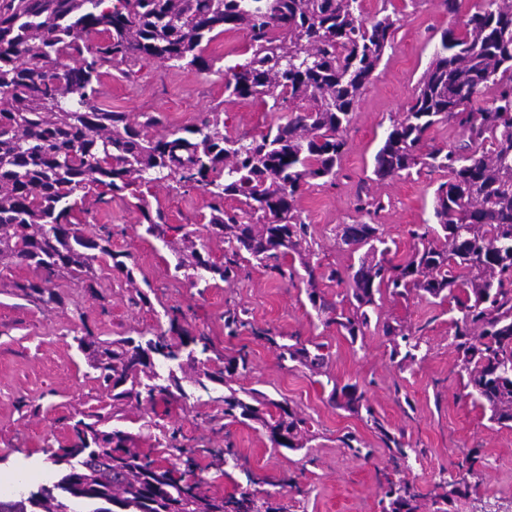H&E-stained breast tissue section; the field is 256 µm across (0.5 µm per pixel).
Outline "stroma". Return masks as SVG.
I'll use <instances>...</instances> for the list:
<instances>
[{
	"label": "stroma",
	"instance_id": "obj_1",
	"mask_svg": "<svg viewBox=\"0 0 512 512\" xmlns=\"http://www.w3.org/2000/svg\"><path fill=\"white\" fill-rule=\"evenodd\" d=\"M392 2L400 10L399 28L354 109L336 180L304 186L298 199L303 217L314 227V250L325 265L345 267L359 261L358 253L342 245L336 233L339 225L362 220L356 210L361 187L381 197L384 208L373 222L399 263L414 245L410 229L432 221L434 193L445 180L444 174L425 170L381 183L371 179L375 152L415 96L442 34L454 24L441 0ZM247 43L242 30L225 32L211 42L207 53L217 67L209 72L140 62L132 76L116 72L105 78L102 101L133 116L160 113L164 133L216 110L232 132L258 135L276 123V113L224 91L223 70L246 61ZM150 201L160 205L167 223L191 231L202 253L223 261L226 245L208 224L204 191L185 193L161 183L152 186ZM141 219L120 198L79 214L86 233L111 231L113 255L96 261L95 291L60 281L61 303L44 306L17 297L14 282L33 278V270L19 263L0 267V497L10 500L20 490L45 483L54 471L50 454L65 445L69 426L81 412L96 404L95 372L75 341L81 326L107 341L139 331L160 332L168 330V312L177 307L184 314L182 326L193 335L209 336L216 357L241 348L249 353L247 370L237 371L226 384L213 383L204 390L185 383V397L168 406V420L182 427L187 447L202 452L203 478L215 480L222 494L240 491L251 473L258 479V495L287 512H381L385 479L403 478L420 495L419 512H436L435 485L441 471L475 449L482 461L467 479L466 496L455 498L451 512H481L488 503L512 507V429L490 422L489 411L460 379L448 304L415 291L403 298L382 296L363 336L353 341L326 325L309 303L305 283L274 280L257 266H246L233 281L214 280L203 291L192 288L174 271L176 252L147 236ZM116 259L133 268L137 281L147 282L149 305L131 303L124 280L112 269ZM229 308L245 309L250 321L235 337L224 331ZM387 322L421 332L426 340L422 359L402 366L392 358V344L382 331ZM260 330L270 331L272 341L258 339ZM290 336L324 344L326 358L319 370L281 362L274 341ZM347 383L365 391L385 428L408 447L407 458L392 459L364 416L336 407L332 388ZM229 386L256 389L288 403L306 421L304 448L274 447L266 428L255 420L219 428V398ZM23 399L39 405V413L21 408ZM348 435L372 449L371 459L353 456L343 443ZM229 444L238 464L216 470L213 453ZM293 481L299 491H291Z\"/></svg>",
	"mask_w": 512,
	"mask_h": 512
}]
</instances>
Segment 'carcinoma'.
Listing matches in <instances>:
<instances>
[{"label": "carcinoma", "instance_id": "1", "mask_svg": "<svg viewBox=\"0 0 512 512\" xmlns=\"http://www.w3.org/2000/svg\"><path fill=\"white\" fill-rule=\"evenodd\" d=\"M0 0V265L15 260L35 278L14 283L21 295L44 305L58 303L56 280L67 277L92 290L98 254L130 285L133 269L116 260L111 235L84 234L74 222L88 198L107 204L130 192L145 234L162 239L172 226L137 188L171 181L210 197V224L227 239L224 263L196 248L175 271L193 280L204 270L231 281L256 262L283 282L301 279L312 307L330 315L327 324L351 340L364 334L376 296L405 297L413 291L450 300L460 377L472 388L489 420L512 429V0H482L473 13L464 0H442L455 25L424 73L417 95L393 121L374 156L375 180L412 175L416 167L448 174L435 191V226L412 232L422 241L402 262L387 258L389 247L374 224H342L337 237L356 251L359 265L345 269L312 263V225L298 207L303 186L336 180L344 132L400 18L381 7L364 16L362 0ZM242 29L249 42L245 64L227 68L224 91L251 98L282 113V121L251 138L230 131L217 111L175 132L149 135L161 123L152 112L133 121L128 113L99 103L103 78L128 74L146 59L205 72L214 60L206 44L227 30ZM448 122L463 139L448 148L427 145L429 131ZM234 200L239 207L227 209ZM444 238L435 246L427 239ZM348 289L329 301L317 280ZM245 311L224 312L234 336L247 326ZM399 363L414 362L421 338L402 326L383 324ZM78 348L90 352L99 390L112 403L83 415L70 427L59 459L72 458L37 490L0 500V512H182L191 496L200 512H276L247 489L224 497L202 481L193 448H177L180 431L154 423V447L176 449L187 467L165 469L154 451L136 446L137 436L111 425L144 405L170 404L184 394L178 368L207 367L212 343L183 332L179 342L164 333L98 341L83 327ZM282 361L313 370L325 360L323 345L310 351L300 342L280 344ZM248 354L224 357V368L203 371L206 379L247 369ZM219 398L229 422L259 420L279 448H302L306 420L286 403L254 390ZM336 406L366 412L392 455L407 457L356 384L333 385ZM273 407L277 413H266ZM479 462L470 451L440 473L439 499L447 505L466 495V478ZM382 512H418L407 484L388 481Z\"/></svg>", "mask_w": 512, "mask_h": 512}]
</instances>
